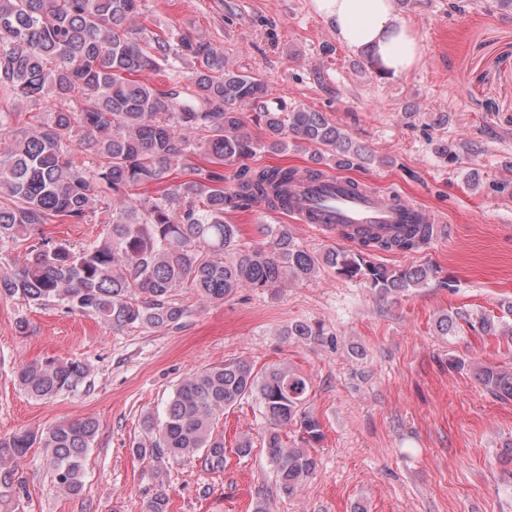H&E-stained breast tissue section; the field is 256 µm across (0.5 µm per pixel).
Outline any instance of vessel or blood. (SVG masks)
<instances>
[{
    "instance_id": "obj_1",
    "label": "vessel or blood",
    "mask_w": 512,
    "mask_h": 512,
    "mask_svg": "<svg viewBox=\"0 0 512 512\" xmlns=\"http://www.w3.org/2000/svg\"><path fill=\"white\" fill-rule=\"evenodd\" d=\"M281 211L298 223L336 236L349 230L390 238L408 225L428 222L434 226L433 239L445 235L441 215L427 216L421 205L406 203L396 195L384 196L340 175H328L314 183L306 173H299L288 189Z\"/></svg>"
}]
</instances>
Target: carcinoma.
<instances>
[{
	"mask_svg": "<svg viewBox=\"0 0 512 512\" xmlns=\"http://www.w3.org/2000/svg\"><path fill=\"white\" fill-rule=\"evenodd\" d=\"M138 14L139 0H0L3 105L60 104L16 128L13 113L0 108V133L8 135L0 150V242L28 251L21 267L0 271V299L59 303L114 328L177 329L189 313L176 298L182 288L222 304L242 289L280 288L328 269L381 294L428 284L429 266L389 268L373 257L376 251H418L421 225L401 237L320 251L303 246L289 224L264 225L266 241L240 249L238 225L226 223L224 214L252 203L278 209L296 172L240 160L258 150L311 148V161L351 170L371 155L321 112L269 109L265 84L232 69L210 44L158 34L139 39L128 27ZM172 58L188 62L187 81L162 86L139 80ZM247 110L263 121L260 140L243 131ZM83 151L103 163H78L75 154ZM234 164L233 185L226 187L224 167ZM104 211L110 229L88 246L46 233L48 224H86ZM464 324L473 326L459 312L444 313L437 331L455 336ZM322 335L321 326L302 321L283 331L301 341ZM476 375L492 395L512 399V367L481 365ZM86 377L81 362L48 358L22 365L16 381L29 397L49 400ZM311 393V379L287 363L260 373L244 359L226 360L180 383L163 417L145 415L147 440L131 452L157 467L166 459H198L205 470L222 472L224 436L214 425L224 410L252 399L266 421L264 444L276 484L292 496L318 467L323 429L310 410ZM288 428L297 438L283 439ZM97 432V422L84 418L0 437V508L17 512L27 494L18 462L36 444L45 450L53 487L82 495ZM168 507L160 491L144 501L143 512Z\"/></svg>",
	"mask_w": 512,
	"mask_h": 512,
	"instance_id": "cac0c4a2",
	"label": "carcinoma"
}]
</instances>
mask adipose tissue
Segmentation results:
<instances>
[{
	"mask_svg": "<svg viewBox=\"0 0 512 512\" xmlns=\"http://www.w3.org/2000/svg\"><path fill=\"white\" fill-rule=\"evenodd\" d=\"M338 42L366 50L393 77L412 72L421 61L420 37L413 25L393 14L392 0H311Z\"/></svg>",
	"mask_w": 512,
	"mask_h": 512,
	"instance_id": "obj_1",
	"label": "adipose tissue"
}]
</instances>
